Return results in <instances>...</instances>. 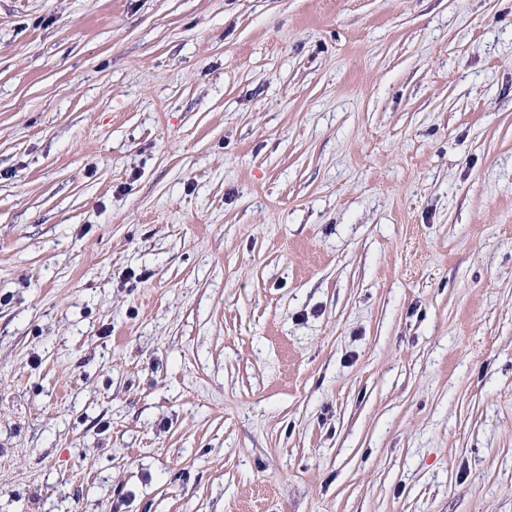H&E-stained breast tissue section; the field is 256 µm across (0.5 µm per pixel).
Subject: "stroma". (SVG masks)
I'll use <instances>...</instances> for the list:
<instances>
[{"label": "stroma", "mask_w": 512, "mask_h": 512, "mask_svg": "<svg viewBox=\"0 0 512 512\" xmlns=\"http://www.w3.org/2000/svg\"><path fill=\"white\" fill-rule=\"evenodd\" d=\"M0 512H512V0H0Z\"/></svg>", "instance_id": "35a3bbf8"}]
</instances>
